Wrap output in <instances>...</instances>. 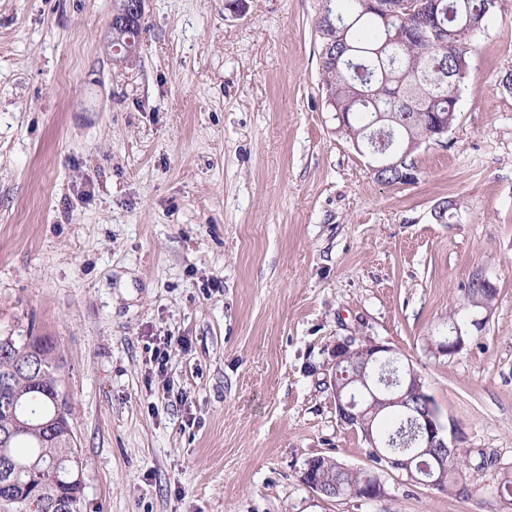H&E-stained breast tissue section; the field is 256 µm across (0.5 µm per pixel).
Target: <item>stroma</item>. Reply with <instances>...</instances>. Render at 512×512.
I'll list each match as a JSON object with an SVG mask.
<instances>
[{"label": "stroma", "instance_id": "1", "mask_svg": "<svg viewBox=\"0 0 512 512\" xmlns=\"http://www.w3.org/2000/svg\"><path fill=\"white\" fill-rule=\"evenodd\" d=\"M317 4L146 0L117 62L113 0H0V336L59 356L81 512H512V0L405 184L337 131ZM347 336L418 371L454 489L301 483L314 456L373 466L328 384ZM141 30L140 21L136 22L134 25L129 28L126 25H118L115 21L112 23V46L114 44H128L131 48V52L128 54V49L126 47L115 46V54L117 55H125L128 57L130 54L134 53L138 46V38ZM130 41V42H129ZM123 57V58H125Z\"/></svg>", "mask_w": 512, "mask_h": 512}]
</instances>
